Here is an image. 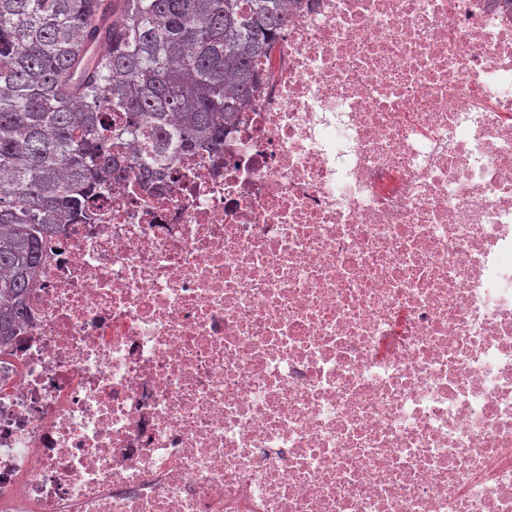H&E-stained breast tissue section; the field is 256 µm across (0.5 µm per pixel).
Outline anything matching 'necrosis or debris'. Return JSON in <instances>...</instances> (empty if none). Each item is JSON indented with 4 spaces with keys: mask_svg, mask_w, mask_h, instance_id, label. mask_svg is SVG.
Segmentation results:
<instances>
[{
    "mask_svg": "<svg viewBox=\"0 0 512 512\" xmlns=\"http://www.w3.org/2000/svg\"><path fill=\"white\" fill-rule=\"evenodd\" d=\"M284 6L223 154L47 245L0 512H512V0Z\"/></svg>",
    "mask_w": 512,
    "mask_h": 512,
    "instance_id": "4bbe7bcc",
    "label": "necrosis or debris"
}]
</instances>
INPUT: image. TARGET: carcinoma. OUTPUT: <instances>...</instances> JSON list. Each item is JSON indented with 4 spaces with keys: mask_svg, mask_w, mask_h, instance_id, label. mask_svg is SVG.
<instances>
[{
    "mask_svg": "<svg viewBox=\"0 0 512 512\" xmlns=\"http://www.w3.org/2000/svg\"><path fill=\"white\" fill-rule=\"evenodd\" d=\"M103 2L0 0L1 348L29 326L44 240L175 148L224 151V120L288 24L283 0H120L106 30Z\"/></svg>",
    "mask_w": 512,
    "mask_h": 512,
    "instance_id": "obj_1",
    "label": "carcinoma"
}]
</instances>
